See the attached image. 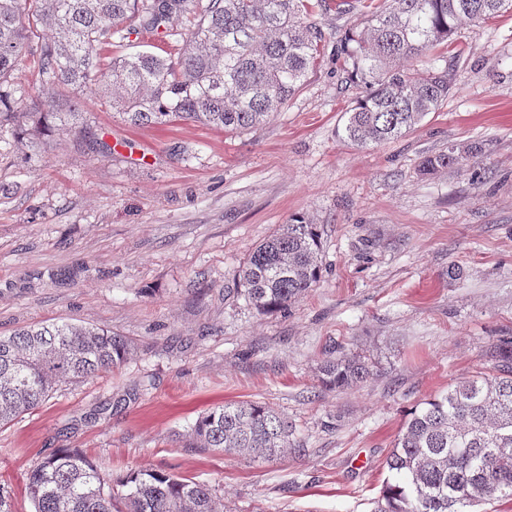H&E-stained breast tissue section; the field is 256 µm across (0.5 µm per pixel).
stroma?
<instances>
[{
  "label": "stroma",
  "instance_id": "obj_1",
  "mask_svg": "<svg viewBox=\"0 0 512 512\" xmlns=\"http://www.w3.org/2000/svg\"><path fill=\"white\" fill-rule=\"evenodd\" d=\"M368 2L314 13L320 66L249 131L133 127L89 95L79 131L0 132V336L68 321L134 344L118 369L0 428L14 512H31L28 471L66 448L111 480L147 467L209 485L226 512H373L406 411L512 337V13L464 26L443 106L362 150L339 135L361 89L342 83L336 42ZM40 43L7 78L15 98L50 90ZM474 142L478 156L419 175L422 157ZM297 217L320 230L321 278L261 313L237 294L238 270ZM338 349L373 375L323 387ZM240 401L287 418L294 449L253 461L185 446L199 415Z\"/></svg>",
  "mask_w": 512,
  "mask_h": 512
}]
</instances>
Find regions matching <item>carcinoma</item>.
<instances>
[{"label":"carcinoma","mask_w":512,"mask_h":512,"mask_svg":"<svg viewBox=\"0 0 512 512\" xmlns=\"http://www.w3.org/2000/svg\"><path fill=\"white\" fill-rule=\"evenodd\" d=\"M326 0H0V83L42 30L39 71L60 90L25 106L0 90V129L66 126L84 113L86 90L106 97L134 126L176 121L241 132L280 111L320 64L324 31L304 17ZM512 10V0H381L367 26L336 42L345 82L363 87L339 134L367 148L401 138L453 90L435 54L455 49L463 25ZM184 14L198 17L177 58L118 55L100 67L112 37L155 33ZM482 153L479 144L427 155L433 175ZM321 234L304 221L280 224L244 262L237 293L259 312L287 309L321 276ZM131 351L124 336L70 322L26 326L0 336V426L41 406L62 384L120 367ZM477 371L411 409L385 459L375 512H471L473 500L512 499V344ZM320 382L353 386L371 373L358 354L324 361ZM291 425L259 402L230 403L198 417L195 447L226 455L275 457L292 447ZM34 512H219L212 489L174 474L138 468L113 485L78 450L43 457L28 473Z\"/></svg>","instance_id":"carcinoma-1"}]
</instances>
